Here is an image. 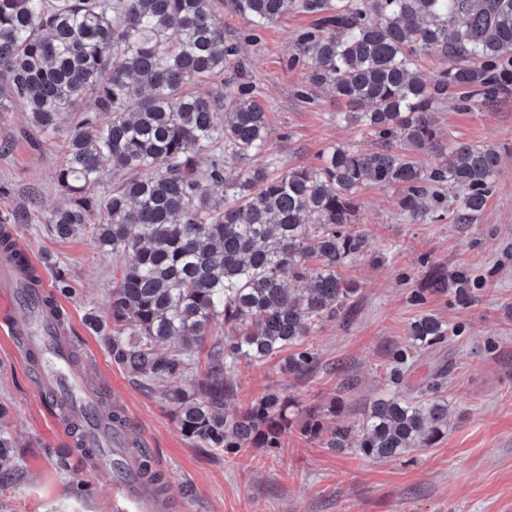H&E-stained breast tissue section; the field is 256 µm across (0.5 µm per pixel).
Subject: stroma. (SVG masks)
Returning <instances> with one entry per match:
<instances>
[{
    "label": "stroma",
    "mask_w": 512,
    "mask_h": 512,
    "mask_svg": "<svg viewBox=\"0 0 512 512\" xmlns=\"http://www.w3.org/2000/svg\"><path fill=\"white\" fill-rule=\"evenodd\" d=\"M214 11L225 38L240 46L243 81L255 86L269 112L268 149L245 161L244 169L272 162L281 169L316 167L331 146L370 147L361 127L339 119L342 106L335 97L324 88L310 90L307 69L292 62L296 39L312 16L289 13L248 42V24L233 0H214ZM308 90L313 99H302ZM435 116L440 145L499 149L501 167L485 210L467 224L451 213L412 222L400 212L399 187L366 184L355 216L366 248L344 271L356 290L355 316L342 324L323 322L305 338L304 348L318 358L308 376L285 373L278 356L230 372L236 390L228 412L274 390L306 409L335 406L337 422L356 423L374 400L397 392L384 378L391 347L407 341L418 316L435 314L455 331L423 354L406 386L417 389L421 377L447 366L442 393L448 428L430 447L395 459L367 461L296 431L275 455L263 448L218 455L192 445L162 386L143 384L115 365L106 349L112 287L123 259L100 251L83 234L61 239L44 224L12 225L50 287H57L58 272L66 273L70 290L56 300L78 339L77 354L96 360L91 375L98 391L126 417L129 436L147 442L171 512H512V95L469 110L451 96L437 105ZM66 142L62 132L30 133L18 110L0 122V145L9 146L0 155V183L7 188L0 216L66 205L55 184ZM430 263L452 277L471 274L478 303L462 306L448 295L412 304L408 294ZM30 370L18 337L0 333V429L13 441L17 464L0 477V512H121L111 476L68 453L64 415L47 416Z\"/></svg>",
    "instance_id": "stroma-1"
}]
</instances>
